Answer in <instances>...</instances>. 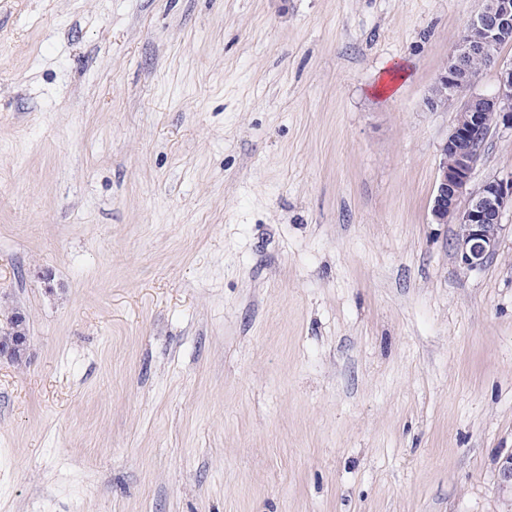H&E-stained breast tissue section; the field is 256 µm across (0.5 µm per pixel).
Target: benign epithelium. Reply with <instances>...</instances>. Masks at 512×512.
<instances>
[{
	"instance_id": "benign-epithelium-1",
	"label": "benign epithelium",
	"mask_w": 512,
	"mask_h": 512,
	"mask_svg": "<svg viewBox=\"0 0 512 512\" xmlns=\"http://www.w3.org/2000/svg\"><path fill=\"white\" fill-rule=\"evenodd\" d=\"M507 42H512V0H482L481 10L461 32L426 97L432 111L451 97H464L456 124L440 147L430 214L437 224L453 221L455 256L468 270L480 269L498 255L502 216L512 210V179L488 180L470 187L490 135L499 129L512 131V62L504 65L495 54ZM488 68L497 70L494 92H469ZM19 334L13 345L0 346V359H22L28 339L24 331ZM498 481L502 493L512 497V454L499 463Z\"/></svg>"
}]
</instances>
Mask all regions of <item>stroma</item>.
Masks as SVG:
<instances>
[{
	"label": "stroma",
	"mask_w": 512,
	"mask_h": 512,
	"mask_svg": "<svg viewBox=\"0 0 512 512\" xmlns=\"http://www.w3.org/2000/svg\"><path fill=\"white\" fill-rule=\"evenodd\" d=\"M480 8L0 0V512H504L512 212L430 215Z\"/></svg>",
	"instance_id": "obj_1"
}]
</instances>
